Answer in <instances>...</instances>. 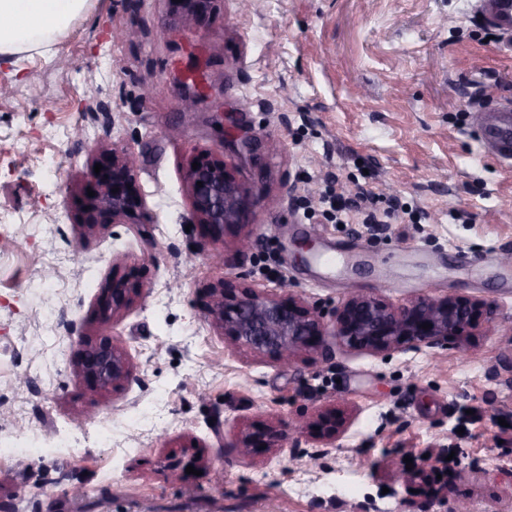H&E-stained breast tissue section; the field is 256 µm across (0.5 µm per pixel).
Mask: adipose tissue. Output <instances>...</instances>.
Segmentation results:
<instances>
[{"instance_id": "1", "label": "adipose tissue", "mask_w": 512, "mask_h": 512, "mask_svg": "<svg viewBox=\"0 0 512 512\" xmlns=\"http://www.w3.org/2000/svg\"><path fill=\"white\" fill-rule=\"evenodd\" d=\"M88 0H0V56L47 47Z\"/></svg>"}]
</instances>
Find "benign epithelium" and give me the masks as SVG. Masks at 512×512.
Here are the masks:
<instances>
[{
  "label": "benign epithelium",
  "mask_w": 512,
  "mask_h": 512,
  "mask_svg": "<svg viewBox=\"0 0 512 512\" xmlns=\"http://www.w3.org/2000/svg\"><path fill=\"white\" fill-rule=\"evenodd\" d=\"M194 161L200 166L186 171L192 214L218 244L224 241L226 228L244 223L249 194L217 153L198 155ZM96 163L102 165L99 173L94 172ZM135 169L133 152L117 147L99 150L85 176V187L95 192L84 203L87 210L82 227L86 232L121 224L138 212L148 216ZM199 181L203 186L197 185ZM115 187L119 188L116 193L112 192ZM141 291L138 284L112 281L104 288L102 314L109 317L120 313ZM207 312L234 349L271 357L282 367L290 365L301 353L323 347L328 336L342 347L372 354L444 347L463 333L480 329L492 314L486 303L458 295H421L393 304L352 294L335 311L329 326L315 307L284 285L279 294L246 286L213 288ZM425 323L430 328H422ZM72 367L93 391L114 387L131 374L127 353L108 337L81 349ZM314 426L319 428V436L334 439L343 421L334 409L322 412L313 422L281 419L244 433L237 447L245 456L267 452L282 447L286 436L306 433Z\"/></svg>",
  "instance_id": "benign-epithelium-1"
}]
</instances>
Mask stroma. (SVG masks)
<instances>
[{"label": "stroma", "mask_w": 512, "mask_h": 512, "mask_svg": "<svg viewBox=\"0 0 512 512\" xmlns=\"http://www.w3.org/2000/svg\"><path fill=\"white\" fill-rule=\"evenodd\" d=\"M474 3L207 0L188 25L176 0H90L51 51L0 59V441L17 449L0 458V512H512V163L474 132L480 105L512 104V52ZM195 49L206 90L185 112L174 63ZM112 143L134 152L152 221L85 236L82 173ZM215 149L251 199L223 267L185 181ZM331 189L370 197L340 226ZM303 239L336 265L295 260ZM115 277L144 289L106 322ZM284 282L328 320L352 289L471 297L494 318L462 336L465 363L458 346L374 355L330 338L284 368L234 350L205 312L211 288ZM104 337L131 375L94 392L71 362ZM331 408L335 447H236ZM195 443L201 475L171 470ZM425 456L455 473L434 501L401 477ZM78 485L90 496H67Z\"/></svg>", "instance_id": "obj_1"}]
</instances>
